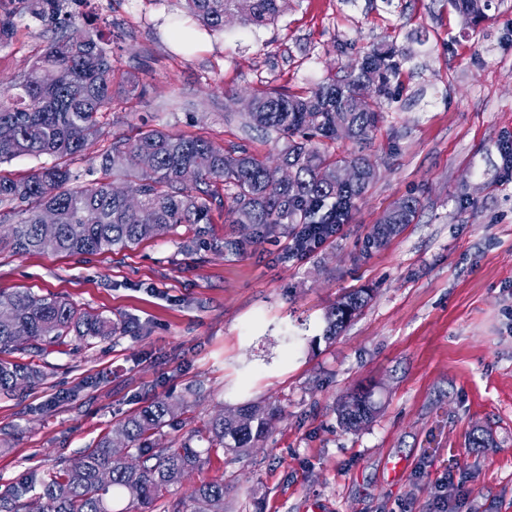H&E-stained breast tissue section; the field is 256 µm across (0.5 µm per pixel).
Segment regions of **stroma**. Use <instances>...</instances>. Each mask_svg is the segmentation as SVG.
<instances>
[{
    "label": "stroma",
    "mask_w": 512,
    "mask_h": 512,
    "mask_svg": "<svg viewBox=\"0 0 512 512\" xmlns=\"http://www.w3.org/2000/svg\"><path fill=\"white\" fill-rule=\"evenodd\" d=\"M8 8L0 93L56 33L90 24L145 89L104 117L72 166L81 175L113 133L144 126L276 159L283 141L241 129L249 98L340 79L373 44L395 46L401 67L371 139L339 144L368 155L378 177L307 258L289 256L290 225L231 224L220 209L121 251L0 252V292L61 297L117 326L87 347L45 346V379L0 397V491L170 398L185 412L166 447L222 408L262 402L281 414L249 452L211 455L169 498L220 477L224 512H512V181L494 178L495 144L512 133V0H491L475 27L450 0H292L272 24L220 32L180 0H64L53 20L25 0ZM410 195L415 223L369 244ZM357 290L366 307L324 339L326 310ZM360 387L379 411L347 431L336 407ZM473 434L487 447H471Z\"/></svg>",
    "instance_id": "stroma-1"
}]
</instances>
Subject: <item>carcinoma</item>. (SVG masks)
<instances>
[{
    "mask_svg": "<svg viewBox=\"0 0 512 512\" xmlns=\"http://www.w3.org/2000/svg\"><path fill=\"white\" fill-rule=\"evenodd\" d=\"M39 17L56 16L62 0H28ZM187 14L200 25L224 30L233 15L244 27L274 21L288 0H184ZM490 0H451L463 16L481 23ZM393 46L367 50L342 79L301 93L269 92L252 98L243 125L286 140L277 163L259 159L245 146L232 150L202 136H185L157 128H140L136 135L112 134L99 154L98 177L78 183L71 170L88 142L100 135V118L112 109L116 90L132 94L136 83L116 76L112 50L102 34L87 28L83 40L66 35L52 42L30 67L18 92L0 96V164L18 156H49L53 162L25 175L0 172V251L23 255L52 252L68 256L131 248L150 238L164 237L181 224H209L214 209H224L232 224L266 227L278 224H343L357 200L377 178L364 154L341 156L336 143L361 144L378 128L381 102L398 77ZM367 99L364 109L355 99ZM497 178L512 179V134L496 146ZM151 164L135 162L139 154ZM352 166L357 178L348 184L336 170ZM288 168V181L270 196L266 187ZM196 179L186 182V169ZM127 182L125 195L113 193L114 179ZM52 209L58 219L53 242L42 234V214ZM419 201L407 197L374 226L370 241L382 245L417 217ZM367 304L361 291L340 297L325 313L324 336L334 339ZM0 394H11L44 380L31 358L42 345L71 335L81 341L112 335V321L81 312L67 300L40 296L28 289L0 293ZM343 428H353L358 416L371 421L377 406L372 391L360 388L337 407ZM183 413V403L156 399L112 426L92 448L53 467L31 481L0 495V512H112L116 495L129 497L135 512H184L182 501H166L164 493L211 453L244 454L254 447L277 416V409L248 403L231 412L216 411L203 429L191 432L176 448L161 447L157 435ZM208 447H192L194 438ZM191 512H224V478L200 485L191 496Z\"/></svg>",
    "mask_w": 512,
    "mask_h": 512,
    "instance_id": "cac0c4a2",
    "label": "carcinoma"
}]
</instances>
